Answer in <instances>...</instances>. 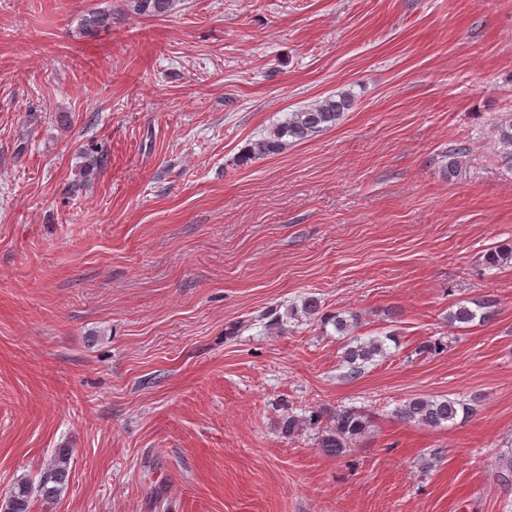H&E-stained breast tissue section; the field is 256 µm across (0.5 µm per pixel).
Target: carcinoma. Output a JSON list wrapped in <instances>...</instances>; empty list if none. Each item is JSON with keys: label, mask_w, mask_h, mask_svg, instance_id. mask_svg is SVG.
<instances>
[{"label": "carcinoma", "mask_w": 512, "mask_h": 512, "mask_svg": "<svg viewBox=\"0 0 512 512\" xmlns=\"http://www.w3.org/2000/svg\"><path fill=\"white\" fill-rule=\"evenodd\" d=\"M133 11L161 16L171 10L173 0H130ZM112 24V14L105 11H92L86 14L80 22V33L93 36ZM352 106V99L347 94L328 96L288 113L284 121L276 125L261 139L257 140L240 157V162L271 156L280 153L288 142H302L336 126L343 114ZM499 157L503 165L512 170V113L500 119L496 125ZM467 152L465 145L460 144L444 155V171L452 174L459 159ZM512 263V246L502 247L491 251L486 256V264L498 267ZM496 300L491 297L474 299L468 304L458 303L456 309L449 311L448 323L468 325L475 321L485 322L495 314ZM302 315L315 320L322 318L323 324L334 327L336 334L344 339L343 363L346 368L345 377L357 380L365 374L369 363L384 354L383 341L370 337L363 338L358 334L360 328L359 316L350 313L322 315L320 301L315 296H305L301 299ZM474 411L473 405L463 399L445 396H417L407 399L399 405L394 414L404 423L438 428L456 420L459 414H469ZM321 415L313 411L307 417L293 413L282 418L281 427L288 435L294 434L303 425L312 426L319 422ZM368 421L356 409L345 407L338 409L329 416V427L320 436L319 448L332 457L343 455L347 448L355 444L366 432ZM72 450L69 448L55 449L47 468L40 477L37 486L27 480L16 482L0 507L5 512H28L30 499L36 495L49 503L60 495L69 482L71 473Z\"/></svg>", "instance_id": "obj_1"}]
</instances>
